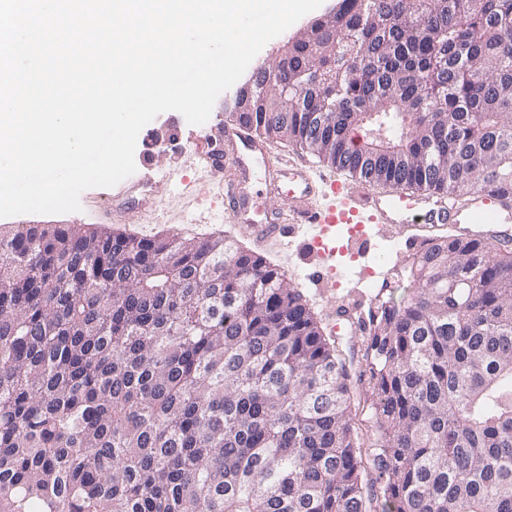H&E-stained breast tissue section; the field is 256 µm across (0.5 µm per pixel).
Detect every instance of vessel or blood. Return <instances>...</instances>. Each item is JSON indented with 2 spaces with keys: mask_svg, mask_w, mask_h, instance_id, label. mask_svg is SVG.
<instances>
[{
  "mask_svg": "<svg viewBox=\"0 0 512 512\" xmlns=\"http://www.w3.org/2000/svg\"><path fill=\"white\" fill-rule=\"evenodd\" d=\"M225 141L236 153L238 167H246L250 159L266 154L264 145L244 127L230 123L224 125ZM212 177L220 179L227 189L224 203L234 217L243 218V227L256 237L275 235L286 240L295 239L301 225L321 227V235L300 242L301 256H319L320 262L311 267L310 275L318 285L328 286L330 267L326 260L336 252L329 245L327 236L336 225L349 227V246H363L365 224H420L437 226L451 224L460 233L480 234L499 238L512 237V192L506 190H479L468 201L457 202L431 192H378L370 183L358 179L351 183L336 180L317 184L310 168L303 163L291 164L275 170V190L293 215L288 224L275 221L268 223L248 219L251 208L248 198L234 194V181L224 174L223 162L208 159ZM324 191L332 203L324 209L311 207L310 201L316 191Z\"/></svg>",
  "mask_w": 512,
  "mask_h": 512,
  "instance_id": "b4317fda",
  "label": "vessel or blood"
}]
</instances>
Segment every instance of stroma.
Listing matches in <instances>:
<instances>
[{
  "instance_id": "35a3bbf8",
  "label": "stroma",
  "mask_w": 512,
  "mask_h": 512,
  "mask_svg": "<svg viewBox=\"0 0 512 512\" xmlns=\"http://www.w3.org/2000/svg\"><path fill=\"white\" fill-rule=\"evenodd\" d=\"M225 108L224 98H217L208 122L202 125L188 124L175 111L163 112L150 122L155 146L149 150L144 142H137L134 159L136 166L150 165L151 186L133 192L122 181L109 188H90L80 196V211L0 218V232L29 224H83L140 239L175 235L204 240L229 235L284 272L290 286L303 294L318 317L331 318L334 306L352 297L368 299L402 258L408 239L421 235V228L398 232L380 224L367 225L363 251L351 252L344 248L346 226H337L338 251L333 260L337 287L332 291L315 287L308 278V264L293 246L277 237L245 234L238 220L225 211L220 189L213 184L203 160L214 150L210 128L225 122ZM177 168L183 169L189 187L170 182L168 175Z\"/></svg>"
}]
</instances>
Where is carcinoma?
Masks as SVG:
<instances>
[{
  "mask_svg": "<svg viewBox=\"0 0 512 512\" xmlns=\"http://www.w3.org/2000/svg\"><path fill=\"white\" fill-rule=\"evenodd\" d=\"M270 63L256 136L389 188H512V0H337ZM356 324L353 376L221 236L0 234V512H512V244L413 239Z\"/></svg>",
  "mask_w": 512,
  "mask_h": 512,
  "instance_id": "1",
  "label": "carcinoma"
}]
</instances>
